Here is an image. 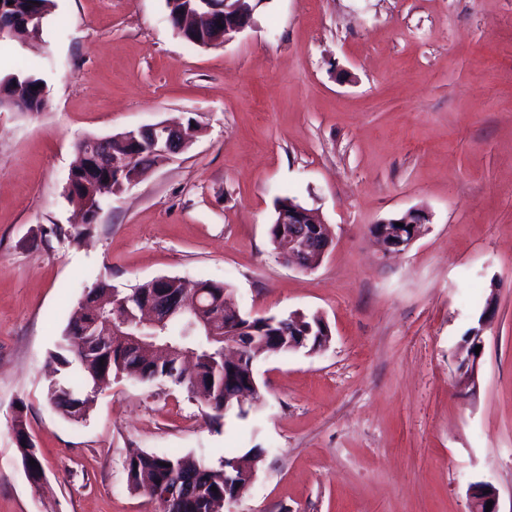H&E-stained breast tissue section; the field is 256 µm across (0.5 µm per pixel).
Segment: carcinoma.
Wrapping results in <instances>:
<instances>
[{
    "instance_id": "carcinoma-1",
    "label": "carcinoma",
    "mask_w": 512,
    "mask_h": 512,
    "mask_svg": "<svg viewBox=\"0 0 512 512\" xmlns=\"http://www.w3.org/2000/svg\"><path fill=\"white\" fill-rule=\"evenodd\" d=\"M193 0H166V8L173 30H178L182 13L193 8ZM55 6V0H15V7L22 12L28 8L47 17ZM181 39L200 47L209 41L215 46L224 44V31L202 27L186 32ZM42 79L34 74H12L10 84L0 89V109L16 112H41L47 99L34 86ZM115 152L134 148L139 154L138 163L145 165L158 160L146 142H132L126 133L109 136ZM77 192H69L66 198L83 209L101 210V204L112 200L116 191L106 174L83 175ZM164 286L178 295L200 293V301L209 305V321L212 327H202L198 333L188 332L189 317L178 312L168 319L164 328L157 331L153 341L143 345H130L120 335L138 332L140 318L138 303L156 284L147 280L123 291L106 281H97L86 289L81 307L94 303L101 316H85L93 323L89 335H81L84 327L78 320L71 321L64 329L56 346L50 352L49 361L54 365L57 378L50 381L47 396L60 413L70 421L86 419L85 406L89 397L85 389L102 390L118 377H127L143 384L164 380L196 395L198 385L208 391L205 404L210 410L208 417L218 423L224 417V408L236 402L235 391L248 388L256 382L254 363L258 350L272 345V336L280 330L284 316L253 317L240 312L231 319L247 329L238 337L243 354L235 366L234 386L224 388V299L229 284L213 279L185 280L170 277ZM169 344L176 352L160 354L154 344ZM265 449L251 448L244 455L228 454L216 464L203 458L168 452H137L125 461L128 488L142 492L157 502L161 512H221L224 501L233 500L234 473H255L263 460Z\"/></svg>"
}]
</instances>
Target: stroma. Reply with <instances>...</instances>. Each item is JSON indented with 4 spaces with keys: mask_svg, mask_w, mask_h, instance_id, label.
Wrapping results in <instances>:
<instances>
[{
    "mask_svg": "<svg viewBox=\"0 0 512 512\" xmlns=\"http://www.w3.org/2000/svg\"><path fill=\"white\" fill-rule=\"evenodd\" d=\"M55 3L40 39L0 47V76L47 91L42 112H0V512H159L127 488L130 451L215 462L256 446L224 512H470L476 481L512 512V0H258L210 48L177 37L165 0ZM189 117L191 148L74 241V142ZM286 196L332 229L314 271L271 246ZM412 208L425 231L383 257L370 225ZM158 276L227 282L246 314L322 316L331 339L259 358L258 401L217 425L170 384L127 378L66 421L48 353L84 290ZM492 293L467 394L463 337ZM27 430V423H26V420L24 422V428L17 431V443H16V446H17V451L21 457V460L23 462L24 459H28V462H29V466H30V469L33 473H39L41 471H43V464L38 456V451H37V448L34 447V441L33 439L31 438V436L29 435V433L27 432V436L24 438L23 442L29 447V448H20V447H23L22 446V435L24 433V430ZM32 448H35V451L34 452H28V449H32ZM30 459H34L35 462H37V466H31L30 465ZM25 471V470H24ZM25 475L29 481L30 484L32 485H35V486H40L44 480H45V471H43L42 475H41V478H40V481L37 483V484H34L28 477V474L27 472L25 471Z\"/></svg>",
    "mask_w": 512,
    "mask_h": 512,
    "instance_id": "stroma-1",
    "label": "stroma"
}]
</instances>
